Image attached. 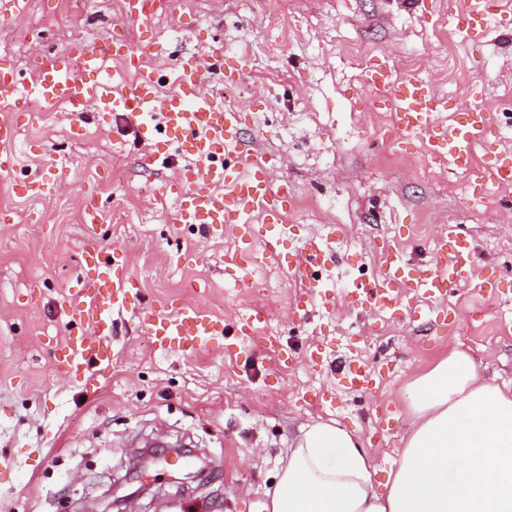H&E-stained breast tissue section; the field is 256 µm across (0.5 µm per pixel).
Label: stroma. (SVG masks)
Returning <instances> with one entry per match:
<instances>
[{"label":"stroma","mask_w":512,"mask_h":512,"mask_svg":"<svg viewBox=\"0 0 512 512\" xmlns=\"http://www.w3.org/2000/svg\"><path fill=\"white\" fill-rule=\"evenodd\" d=\"M30 12L0 27V61L29 84L41 58L70 54L78 39L112 34L121 0H29ZM463 0H176L156 18L162 54L146 57L159 97L180 94L178 65L200 64L207 84L246 115L243 136L277 156L272 172L290 200L280 256L224 274L231 231L176 221L180 176L197 161L150 127L85 106L74 135L69 110L0 106L18 124L17 166L0 174V512H99L112 487L140 473L150 487L133 512H266L267 492L302 424L335 420L354 429L381 466L405 442V388L448 353L481 363L487 381L512 392V286L498 298L479 279L449 296L458 318L436 325L435 303L415 294L412 317L369 312L351 292L383 270L382 242L412 262L431 258L442 225L478 249L477 267L512 283V208L501 189L472 196V172L433 161L424 139L390 146L389 113L371 109V64L392 83L428 82L455 112L481 105L512 146V21L480 42L460 33ZM222 56H213V49ZM248 62L236 85L215 75L223 60ZM152 161H145V154ZM57 173L63 194L17 196L13 182ZM94 199L96 223L83 203ZM329 237L334 261L316 265L326 285L305 313L288 259L303 236ZM102 255L124 245L146 301L193 305L235 329L239 313L265 314L258 335L276 346L236 355L223 340L188 357L153 343L136 313L112 311L108 367L64 376L53 350L77 330L80 248ZM321 349L323 364L309 356ZM381 371L369 392L344 388L342 364Z\"/></svg>","instance_id":"stroma-1"}]
</instances>
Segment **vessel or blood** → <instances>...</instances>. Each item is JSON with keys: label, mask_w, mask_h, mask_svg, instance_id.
Returning a JSON list of instances; mask_svg holds the SVG:
<instances>
[{"label": "vessel or blood", "mask_w": 512, "mask_h": 512, "mask_svg": "<svg viewBox=\"0 0 512 512\" xmlns=\"http://www.w3.org/2000/svg\"><path fill=\"white\" fill-rule=\"evenodd\" d=\"M501 13L499 0H465L456 15L460 32L467 37L483 36L486 27ZM157 14V0H122V19L131 23L140 34L153 32ZM100 54L95 49H81L78 59L49 57L38 66V76L29 86L20 85L12 67L0 65V102L13 103L27 98L71 104L74 111H83L85 103L98 101L101 111L120 112L134 124L144 123L148 116L162 114L165 133L169 139L185 141L187 151L197 156L201 165L182 173L185 189L180 196L177 221L181 224H203L209 227L236 226V244L226 252L224 265L233 272L252 264L257 254L277 256L280 237L277 233L284 222L277 202L288 186L274 183L270 172L274 160L268 155L251 153L240 136L243 115L239 110L225 107L223 101L204 88L200 67L181 66L179 69L180 95L159 99L156 94L155 70L146 68L141 53L129 50L124 55L127 68L134 70L138 79L128 90L108 96L102 94ZM392 124L400 139L425 136L429 152L436 159L451 160L458 168L469 167L470 146L485 139L492 123L484 110L463 113L455 128H448L440 120L446 111L445 98L433 92L426 82L408 79L384 100ZM16 126L12 120H0V170L10 171L16 156L12 150ZM236 149L238 157L248 163V170L225 163L224 152ZM486 183L478 184L476 193H484L487 184L508 190L512 188V151L489 143L482 160ZM228 187V194L218 193V186ZM262 250H255V243ZM474 244L462 241L455 225L441 227V241L428 263H410L404 253L384 249V269L370 282L357 284L355 292L361 306L382 311L392 309L399 300L407 298L417 288L436 303V321H448L447 299L473 276H481L482 285L491 294L501 291L504 280L497 272H477L474 264ZM331 253L324 237H309L288 262L291 273L302 280L304 298L322 292L321 280L306 273L308 265L324 260ZM79 296L84 305L78 320L89 327L88 332L68 342L55 365L67 375L81 377L90 361L109 359V345L100 333L102 309L108 304H122L138 310L148 325L156 343L178 347L192 355L209 349L223 330L191 305L166 309L164 303L143 305L131 286L126 269L124 249L113 248L107 261L96 259V250L86 244L81 248ZM377 375L372 371L348 368L342 380L348 388L368 391Z\"/></svg>", "instance_id": "obj_1"}]
</instances>
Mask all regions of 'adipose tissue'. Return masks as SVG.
I'll list each match as a JSON object with an SVG mask.
<instances>
[{
    "instance_id": "obj_1",
    "label": "adipose tissue",
    "mask_w": 512,
    "mask_h": 512,
    "mask_svg": "<svg viewBox=\"0 0 512 512\" xmlns=\"http://www.w3.org/2000/svg\"><path fill=\"white\" fill-rule=\"evenodd\" d=\"M404 400L408 438L394 467L382 469L347 428L305 424L267 512H512V392L454 351Z\"/></svg>"
}]
</instances>
